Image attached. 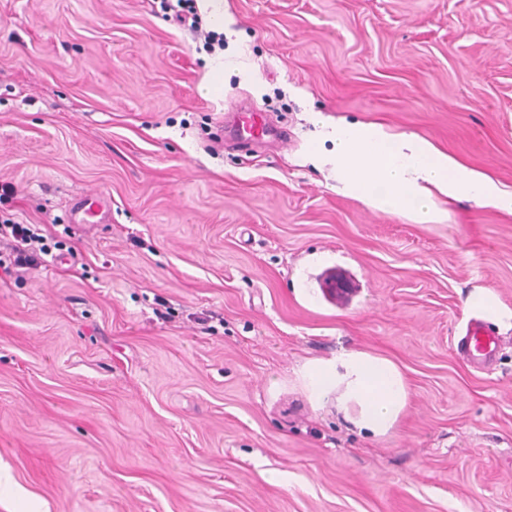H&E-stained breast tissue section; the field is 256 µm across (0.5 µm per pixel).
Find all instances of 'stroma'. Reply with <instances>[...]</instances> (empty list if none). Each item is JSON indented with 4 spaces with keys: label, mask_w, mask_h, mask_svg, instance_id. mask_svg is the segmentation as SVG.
Instances as JSON below:
<instances>
[{
    "label": "stroma",
    "mask_w": 512,
    "mask_h": 512,
    "mask_svg": "<svg viewBox=\"0 0 512 512\" xmlns=\"http://www.w3.org/2000/svg\"><path fill=\"white\" fill-rule=\"evenodd\" d=\"M224 13L217 99L155 0H0V221L107 203L76 259L0 280V512H512V213L440 195L418 224L320 162L321 121L375 123L512 191V0ZM243 106L291 144L233 140ZM476 317L482 369L456 352ZM343 347L404 374L384 436L303 384Z\"/></svg>",
    "instance_id": "stroma-1"
}]
</instances>
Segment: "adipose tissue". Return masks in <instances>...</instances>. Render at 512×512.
Instances as JSON below:
<instances>
[{
  "instance_id": "obj_1",
  "label": "adipose tissue",
  "mask_w": 512,
  "mask_h": 512,
  "mask_svg": "<svg viewBox=\"0 0 512 512\" xmlns=\"http://www.w3.org/2000/svg\"><path fill=\"white\" fill-rule=\"evenodd\" d=\"M324 133L335 147L329 162L340 175L341 192L373 208L406 210L417 223L429 224L436 220L434 198L441 194L512 211V193L416 135L366 123H328ZM301 374L315 403L335 402L359 432L374 437L393 429L408 404L399 367L363 350L340 349L309 362Z\"/></svg>"
}]
</instances>
